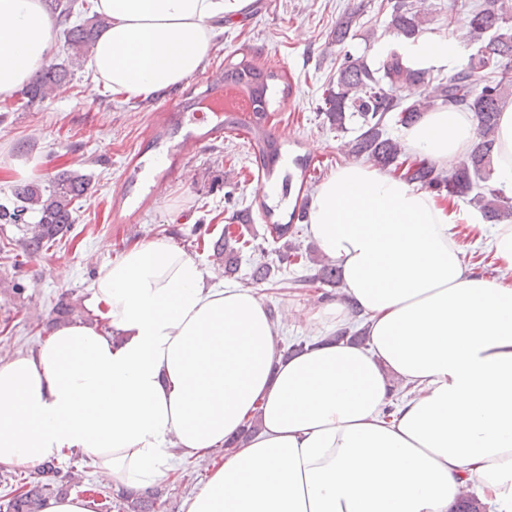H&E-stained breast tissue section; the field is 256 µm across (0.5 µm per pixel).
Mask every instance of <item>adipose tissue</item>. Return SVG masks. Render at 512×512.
I'll use <instances>...</instances> for the list:
<instances>
[{"label":"adipose tissue","instance_id":"ef3b65f1","mask_svg":"<svg viewBox=\"0 0 512 512\" xmlns=\"http://www.w3.org/2000/svg\"><path fill=\"white\" fill-rule=\"evenodd\" d=\"M248 2L96 0L111 20L96 81L126 98L178 85ZM52 29L48 0H0L1 96L47 62ZM474 138L456 107L403 129L410 156L444 168ZM496 142L492 179L512 191V106ZM308 218L345 298L296 317L319 332L358 309L368 347L320 341L284 358L252 291L209 282L168 241L142 243L99 269L92 320L0 363V466L78 451L104 482L146 490L190 460L207 479L182 512H452L473 487L512 512V279L476 273L457 232L483 231L481 214L353 162L316 189ZM400 386L411 394L384 418ZM254 418L256 433L225 449Z\"/></svg>","mask_w":512,"mask_h":512}]
</instances>
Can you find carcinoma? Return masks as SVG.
<instances>
[{"instance_id": "carcinoma-1", "label": "carcinoma", "mask_w": 512, "mask_h": 512, "mask_svg": "<svg viewBox=\"0 0 512 512\" xmlns=\"http://www.w3.org/2000/svg\"><path fill=\"white\" fill-rule=\"evenodd\" d=\"M64 20L80 17L75 25L66 28L68 66L48 64L43 66L21 91L27 103L49 99L65 83L70 70L83 65L95 46L97 37L109 24V19L96 13L86 16L88 9L80 0H65L56 4ZM388 28L395 39L391 47L371 65L362 56L346 50L338 68L336 85L327 88L323 98L324 115L329 125L338 131L347 130L346 124L353 117L362 119L361 132L349 142L350 153L364 158L383 169L404 167L407 182L438 195L469 197L489 222L500 224L512 218V196L499 189L480 190V183L491 178L498 116L512 103V0H475L469 6L467 30L469 39L478 44L467 63L447 76H432V70L420 66L400 51L403 42H414L423 32L426 19L406 0H388ZM355 13L344 14L336 23L335 41L340 46L350 35ZM275 78L240 61L224 70V81L246 86L253 102L256 120L244 125L233 116L224 117V129L244 128L253 135L255 146L266 171L273 170L280 145L266 132L262 120L268 111V81ZM405 88L418 91L409 101L398 95ZM441 101L463 107L474 114L476 136L464 159L456 169L444 175L436 164L428 160H413L408 165L399 162L402 155L400 143L387 132V120L396 125L418 122L425 111ZM90 178L69 171H62L48 180L34 179L12 189L13 200L0 203V224L24 225L17 247L26 256L49 249L73 229L75 202L89 191ZM272 239L281 242L277 261H268L265 254L253 261L251 284L261 286L274 283L280 264L308 261L314 273L297 280L299 284L327 285L342 283L340 267L328 258L304 256L290 237L298 233L291 224H270ZM247 230L239 224L226 229L211 242V257L223 269L224 276L237 273L241 253L251 240ZM336 341L363 343L365 328L351 325L335 333ZM41 478L16 479L5 482L10 491L4 501L5 512H41L46 498L53 494H65L72 475L61 470L55 463L43 465ZM157 492L138 496L123 494L128 512H153ZM456 512H486V506L472 494L464 495L456 506Z\"/></svg>"}]
</instances>
